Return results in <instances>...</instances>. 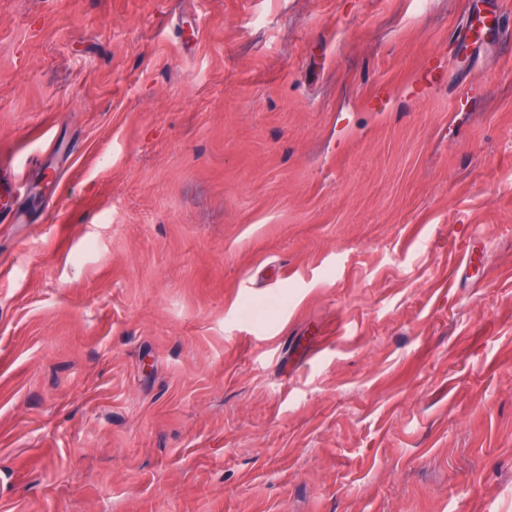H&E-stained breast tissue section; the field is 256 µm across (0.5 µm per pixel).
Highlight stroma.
I'll return each instance as SVG.
<instances>
[{
	"mask_svg": "<svg viewBox=\"0 0 512 512\" xmlns=\"http://www.w3.org/2000/svg\"><path fill=\"white\" fill-rule=\"evenodd\" d=\"M463 11L0 0V512H512V50Z\"/></svg>",
	"mask_w": 512,
	"mask_h": 512,
	"instance_id": "1",
	"label": "stroma"
}]
</instances>
